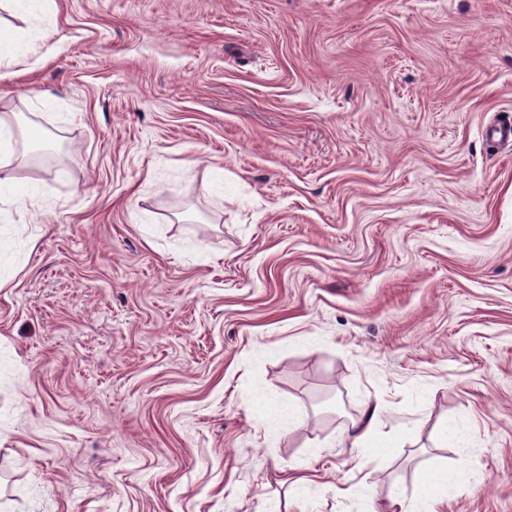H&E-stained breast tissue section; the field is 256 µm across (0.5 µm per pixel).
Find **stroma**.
Wrapping results in <instances>:
<instances>
[{"label":"stroma","instance_id":"1","mask_svg":"<svg viewBox=\"0 0 512 512\" xmlns=\"http://www.w3.org/2000/svg\"><path fill=\"white\" fill-rule=\"evenodd\" d=\"M57 4L45 36L0 0L30 39L0 117L62 150L0 212L34 239L0 507L384 512L443 467L440 512H512V0ZM258 389L306 424L270 439ZM368 401L385 458L336 442Z\"/></svg>","mask_w":512,"mask_h":512}]
</instances>
